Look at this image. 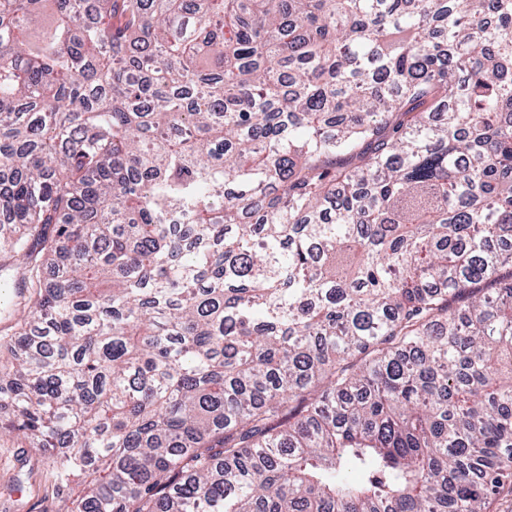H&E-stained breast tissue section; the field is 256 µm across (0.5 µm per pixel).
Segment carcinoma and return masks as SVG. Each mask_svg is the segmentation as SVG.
<instances>
[{
	"instance_id": "cac0c4a2",
	"label": "carcinoma",
	"mask_w": 512,
	"mask_h": 512,
	"mask_svg": "<svg viewBox=\"0 0 512 512\" xmlns=\"http://www.w3.org/2000/svg\"><path fill=\"white\" fill-rule=\"evenodd\" d=\"M0 437L60 512H486L512 473V0H0Z\"/></svg>"
}]
</instances>
